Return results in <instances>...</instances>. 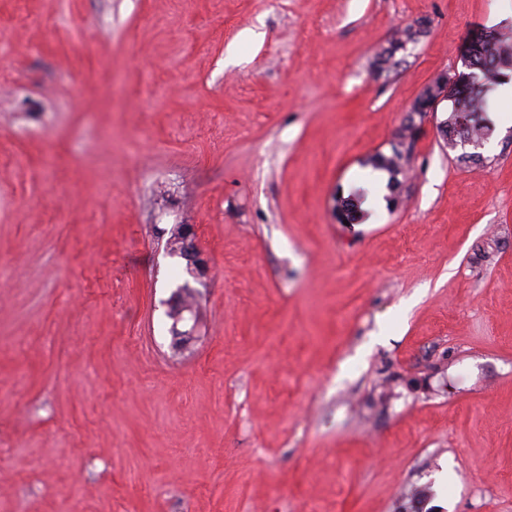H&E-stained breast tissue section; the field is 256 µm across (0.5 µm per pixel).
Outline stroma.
<instances>
[{"mask_svg": "<svg viewBox=\"0 0 512 512\" xmlns=\"http://www.w3.org/2000/svg\"><path fill=\"white\" fill-rule=\"evenodd\" d=\"M498 25L512 0H0V512H512V99L482 166L427 120L400 203L334 214ZM178 224L210 267L181 358ZM418 25V29H414V27L410 26L402 30L397 38L389 42L388 47H383L376 54L374 66L380 73L391 71L393 66L397 64V61L394 62L393 60L396 53L403 49L408 42L414 41L421 33L423 23L419 21ZM367 197V191L359 187L353 190L349 195L344 196L343 193H338L335 199V214L339 223L344 224L348 221L349 224L355 223L362 212L361 204Z\"/></svg>", "mask_w": 512, "mask_h": 512, "instance_id": "stroma-1", "label": "stroma"}]
</instances>
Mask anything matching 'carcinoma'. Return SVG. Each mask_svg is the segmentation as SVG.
<instances>
[{"mask_svg":"<svg viewBox=\"0 0 512 512\" xmlns=\"http://www.w3.org/2000/svg\"><path fill=\"white\" fill-rule=\"evenodd\" d=\"M421 33L412 26L382 48L374 62L376 69L383 73L396 65L394 57L405 45ZM512 76V33L507 27L484 29L474 37L464 54L463 70L449 76L453 80L452 97L448 100V127L441 132L442 139L450 146L457 147L466 140L484 143L492 134L494 123L489 118L488 94L494 86ZM405 155L398 147H392V154L376 153L365 162L374 169L389 173L387 189L389 201L396 203L401 185L399 176L404 174ZM367 191L359 187L345 196L336 195L335 214L339 223H355L361 214V204Z\"/></svg>","mask_w":512,"mask_h":512,"instance_id":"carcinoma-1","label":"carcinoma"}]
</instances>
